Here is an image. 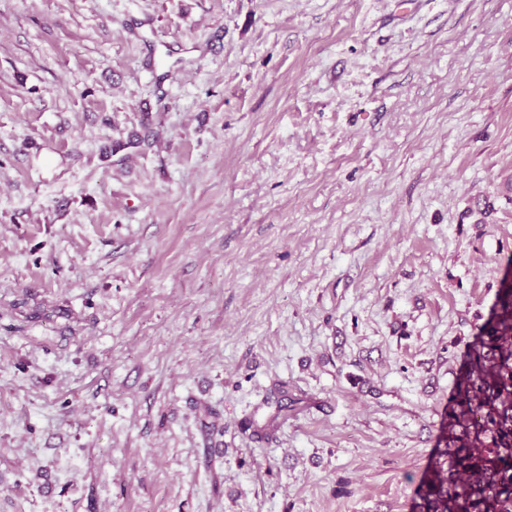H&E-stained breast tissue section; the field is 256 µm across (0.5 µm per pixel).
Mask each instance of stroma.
<instances>
[{
	"instance_id": "obj_1",
	"label": "stroma",
	"mask_w": 512,
	"mask_h": 512,
	"mask_svg": "<svg viewBox=\"0 0 512 512\" xmlns=\"http://www.w3.org/2000/svg\"><path fill=\"white\" fill-rule=\"evenodd\" d=\"M511 175L512 0H0V512H413Z\"/></svg>"
}]
</instances>
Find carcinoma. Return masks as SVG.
Instances as JSON below:
<instances>
[{
  "mask_svg": "<svg viewBox=\"0 0 512 512\" xmlns=\"http://www.w3.org/2000/svg\"><path fill=\"white\" fill-rule=\"evenodd\" d=\"M512 288L501 287L457 375L419 512H512ZM490 443H485V440Z\"/></svg>",
  "mask_w": 512,
  "mask_h": 512,
  "instance_id": "cac0c4a2",
  "label": "carcinoma"
}]
</instances>
